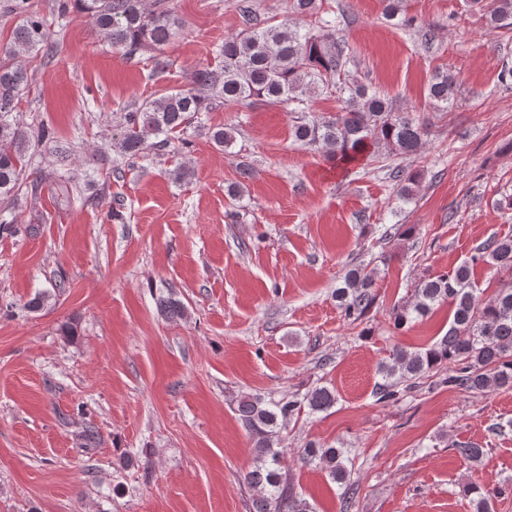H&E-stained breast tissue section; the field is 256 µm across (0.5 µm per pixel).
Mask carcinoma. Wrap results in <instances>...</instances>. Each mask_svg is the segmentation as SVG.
I'll use <instances>...</instances> for the list:
<instances>
[{
    "mask_svg": "<svg viewBox=\"0 0 512 512\" xmlns=\"http://www.w3.org/2000/svg\"><path fill=\"white\" fill-rule=\"evenodd\" d=\"M470 0V6L487 9L494 27L512 25V0ZM57 12L74 6L114 50L134 56L142 50L162 47L176 38L181 22L165 4L149 8L144 0H56ZM289 17L275 23L247 14L248 26L224 39L222 61L214 68L196 70L190 83L145 99L123 113L112 148L121 156L136 157L146 149L148 137L186 131L203 112L217 106L233 108L252 100L288 103L293 113L291 135L304 145L320 146L329 157L344 160L367 145L382 146L394 155L414 154L424 144L425 125L395 109L392 100L371 90L352 73V59L345 42L336 39L334 22L321 13L320 0H287ZM18 15L13 40L0 50V202L16 206L22 193L32 141L49 142L51 127L22 122L15 100L27 85L25 69L15 59L34 50L53 55L59 42L51 39L46 20L30 11L28 0H14ZM436 108L448 111L457 105L456 82L446 72L433 75L428 87ZM338 95L339 112L329 117L311 115V98ZM211 138L220 148L234 143V130L220 127ZM58 187L68 200L82 199L78 178L57 174ZM480 259L512 278V238L492 240ZM373 278L366 268L348 270L336 299L345 316H364L374 303ZM452 307L448 332L429 347L409 352L395 350L390 361L378 367L382 382L376 386L381 400L398 398V386L419 379L441 364H448L442 383L473 392L512 386V285L484 300L477 294L468 265L451 272L430 275L415 288V303L394 314L398 326L412 316H423L441 304ZM336 398L325 386L302 397L265 400L243 395L236 414L247 431L255 454V466L245 476L249 486L260 490L253 512H314L288 484L286 451L280 447L283 423L306 407L312 412L331 408ZM298 460L315 465L341 487L349 488L352 459L345 448L308 443Z\"/></svg>",
    "mask_w": 512,
    "mask_h": 512,
    "instance_id": "carcinoma-1",
    "label": "carcinoma"
}]
</instances>
